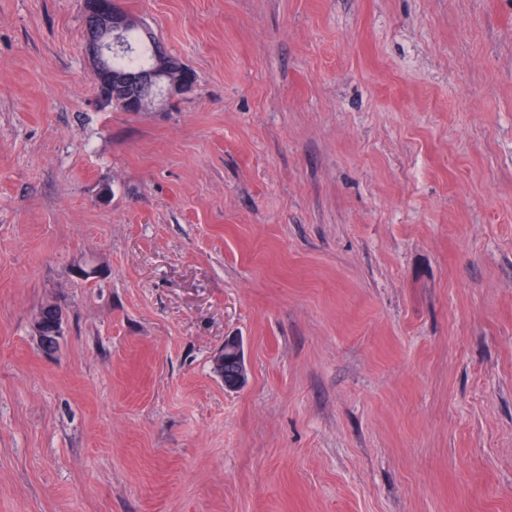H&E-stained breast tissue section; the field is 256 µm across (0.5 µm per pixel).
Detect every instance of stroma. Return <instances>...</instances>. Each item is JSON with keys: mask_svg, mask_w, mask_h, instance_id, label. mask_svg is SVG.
Instances as JSON below:
<instances>
[{"mask_svg": "<svg viewBox=\"0 0 512 512\" xmlns=\"http://www.w3.org/2000/svg\"><path fill=\"white\" fill-rule=\"evenodd\" d=\"M122 3L0 0V512H512V0ZM86 21L91 23L87 31V52L89 57L104 60L108 54V48L112 46L118 37L125 34L124 40L127 48L112 54L107 69L126 70L141 69L153 64L156 53L159 55L170 54L161 45L160 41L152 36V44L149 43V29L144 21L138 16L129 15L121 6L120 0H83ZM140 29L146 36V41L137 29ZM130 29V30H129ZM143 58V60H142ZM194 75V73L192 72ZM191 72L178 81L166 83L168 78L160 64L152 68L137 71H106L101 74V81L106 88L105 97L111 98L120 93L124 97L123 104L128 112H143L150 107L163 104L169 98L190 93L194 89L195 80ZM165 86V97L154 100V95L137 94V92H148L156 87ZM133 91L134 94L130 95ZM112 106L122 111V106L113 102Z\"/></svg>", "mask_w": 512, "mask_h": 512, "instance_id": "stroma-1", "label": "stroma"}]
</instances>
